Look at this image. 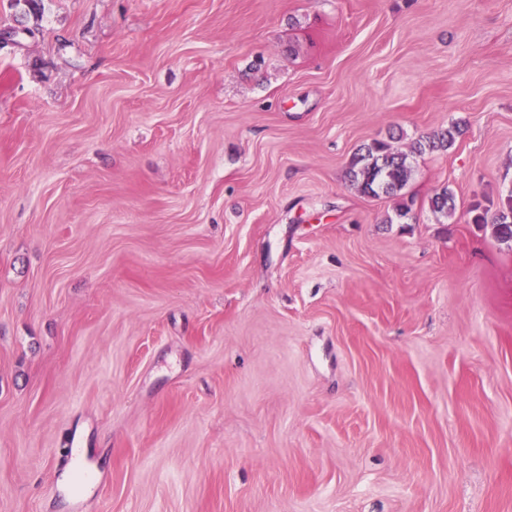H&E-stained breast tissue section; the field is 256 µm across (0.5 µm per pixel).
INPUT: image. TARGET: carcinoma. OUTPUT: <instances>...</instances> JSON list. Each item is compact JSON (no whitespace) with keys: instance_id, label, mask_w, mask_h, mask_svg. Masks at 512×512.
<instances>
[{"instance_id":"1","label":"carcinoma","mask_w":512,"mask_h":512,"mask_svg":"<svg viewBox=\"0 0 512 512\" xmlns=\"http://www.w3.org/2000/svg\"><path fill=\"white\" fill-rule=\"evenodd\" d=\"M460 132L458 124L442 128L426 139L415 141L411 153L420 154L426 150L445 152L454 145ZM407 158L408 154L393 150L387 142L368 144L352 164V182L365 195H396L406 187L411 176ZM430 206L436 213H452L455 209L452 193L446 187L441 188L431 198ZM493 233L501 242L512 241V195L499 211Z\"/></svg>"}]
</instances>
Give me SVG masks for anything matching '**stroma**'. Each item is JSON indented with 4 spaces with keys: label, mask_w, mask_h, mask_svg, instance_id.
Returning <instances> with one entry per match:
<instances>
[{
    "label": "stroma",
    "mask_w": 512,
    "mask_h": 512,
    "mask_svg": "<svg viewBox=\"0 0 512 512\" xmlns=\"http://www.w3.org/2000/svg\"><path fill=\"white\" fill-rule=\"evenodd\" d=\"M10 26L0 512H512V0H0ZM455 122L405 218L352 185L364 145ZM493 225V233L499 241H512V195L507 198Z\"/></svg>",
    "instance_id": "35a3bbf8"
}]
</instances>
